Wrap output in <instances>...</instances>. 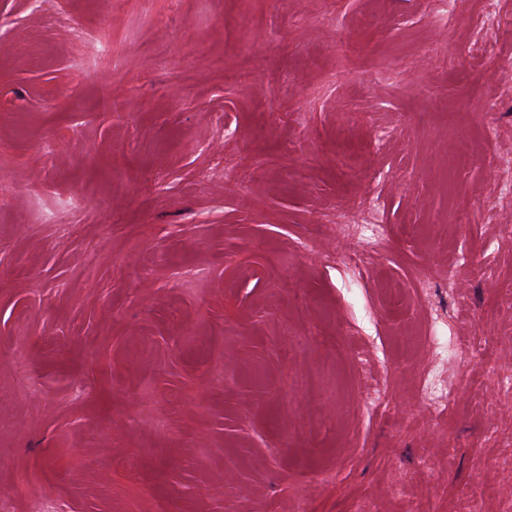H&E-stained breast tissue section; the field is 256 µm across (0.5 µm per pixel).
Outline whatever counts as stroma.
Wrapping results in <instances>:
<instances>
[{"instance_id":"stroma-1","label":"stroma","mask_w":512,"mask_h":512,"mask_svg":"<svg viewBox=\"0 0 512 512\" xmlns=\"http://www.w3.org/2000/svg\"><path fill=\"white\" fill-rule=\"evenodd\" d=\"M511 178L512 0H0V493L506 512Z\"/></svg>"}]
</instances>
